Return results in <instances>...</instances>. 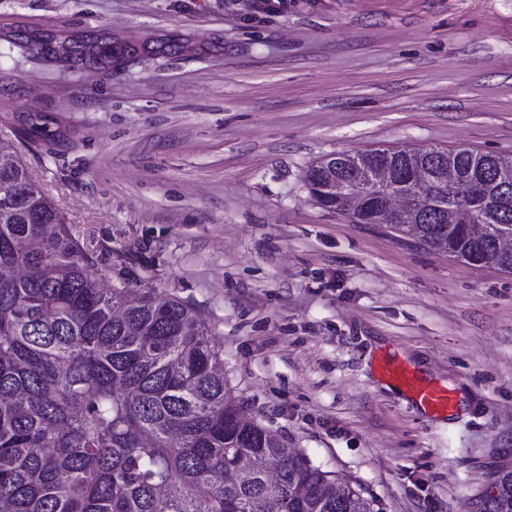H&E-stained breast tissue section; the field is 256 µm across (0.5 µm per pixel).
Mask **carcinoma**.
Instances as JSON below:
<instances>
[{"mask_svg":"<svg viewBox=\"0 0 512 512\" xmlns=\"http://www.w3.org/2000/svg\"><path fill=\"white\" fill-rule=\"evenodd\" d=\"M84 34L3 32L12 58L58 62ZM94 65L127 70L130 44L98 38ZM391 185L421 169L423 206L388 225L433 251L512 273V155L473 149L375 148L323 157L305 180L317 204L352 224L343 181L383 205L373 165ZM0 141V512H377L374 502L315 466L247 416L224 380L211 323L172 293L125 276L105 288L99 261ZM469 512H512V463Z\"/></svg>","mask_w":512,"mask_h":512,"instance_id":"cac0c4a2","label":"carcinoma"}]
</instances>
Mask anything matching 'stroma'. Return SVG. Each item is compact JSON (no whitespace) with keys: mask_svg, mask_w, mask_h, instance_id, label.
Segmentation results:
<instances>
[{"mask_svg":"<svg viewBox=\"0 0 512 512\" xmlns=\"http://www.w3.org/2000/svg\"><path fill=\"white\" fill-rule=\"evenodd\" d=\"M0 28L180 35L198 55L0 66L70 129L29 174L90 249L214 325L245 411L380 512H467L512 459V273L320 208L305 173L387 147L512 154V0H0ZM456 398L426 413L382 359Z\"/></svg>","mask_w":512,"mask_h":512,"instance_id":"35a3bbf8","label":"stroma"}]
</instances>
